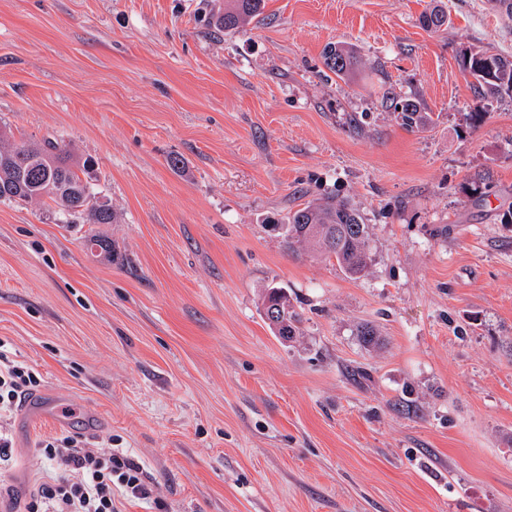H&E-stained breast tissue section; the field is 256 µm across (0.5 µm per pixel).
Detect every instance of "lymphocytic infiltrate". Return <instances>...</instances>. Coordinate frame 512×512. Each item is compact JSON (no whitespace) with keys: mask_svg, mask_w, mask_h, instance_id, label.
Returning <instances> with one entry per match:
<instances>
[{"mask_svg":"<svg viewBox=\"0 0 512 512\" xmlns=\"http://www.w3.org/2000/svg\"><path fill=\"white\" fill-rule=\"evenodd\" d=\"M42 378L26 363L11 357L0 340V420L11 418L22 398L40 386ZM40 468L60 469L57 477L35 481L23 502V512H119L114 491L147 499L151 490L139 466L111 444L85 446L71 436L39 442Z\"/></svg>","mask_w":512,"mask_h":512,"instance_id":"obj_1","label":"lymphocytic infiltrate"}]
</instances>
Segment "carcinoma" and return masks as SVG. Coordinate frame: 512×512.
Instances as JSON below:
<instances>
[{"label":"carcinoma","instance_id":"carcinoma-1","mask_svg":"<svg viewBox=\"0 0 512 512\" xmlns=\"http://www.w3.org/2000/svg\"><path fill=\"white\" fill-rule=\"evenodd\" d=\"M264 8L265 0H229L218 26L226 32L237 31L260 17ZM421 24L430 31L448 25L443 0H431L421 16ZM323 58L326 68L343 78L357 65L358 50L351 44L329 43L323 49ZM462 69L474 78L483 95L512 92L511 57L487 51L470 52L463 55ZM388 100L391 107L398 109L397 117L403 127L422 132L432 126L431 113L422 111L414 96L393 93ZM91 167L92 161L88 159L79 165L73 163L68 146L55 136L39 143L0 144V200L54 205L85 224H114L117 216L112 207L98 204L97 193L80 176ZM286 224L288 231L283 234V241L288 248L304 245L333 258L353 280L366 275L371 261L370 225L348 201L327 197L307 202L288 212ZM269 303L281 306L277 310L280 322L274 326L278 336L292 339L296 335L297 315L288 304V296L271 288L262 305Z\"/></svg>","mask_w":512,"mask_h":512}]
</instances>
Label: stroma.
<instances>
[{"label":"stroma","instance_id":"obj_1","mask_svg":"<svg viewBox=\"0 0 512 512\" xmlns=\"http://www.w3.org/2000/svg\"><path fill=\"white\" fill-rule=\"evenodd\" d=\"M225 2L0 0V128L93 159L118 216L0 201V339L63 416L10 420L8 485L78 435L152 488L120 512H512V94L481 100L459 61L512 56V20L444 0L430 33L428 0H265L227 32ZM336 42L360 52L343 79ZM390 88L432 127L403 128ZM328 196L371 227L361 279L264 222ZM421 24L426 30L438 31L448 26V12L441 0H431L428 9L421 16ZM326 68L336 77L348 76L358 63V50L354 45L342 42L327 44L323 49ZM267 303L281 306V309H277L278 319H281V321L277 325L269 323L270 326L275 329L281 338L285 340L292 339L296 335L297 315L288 304V296L280 289L271 288L263 297L262 305L264 309Z\"/></svg>","mask_w":512,"mask_h":512}]
</instances>
